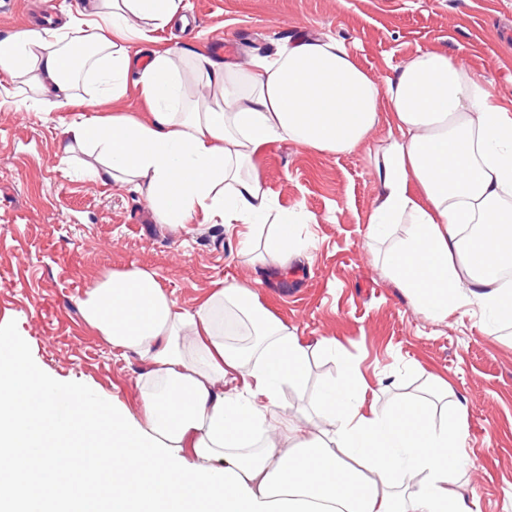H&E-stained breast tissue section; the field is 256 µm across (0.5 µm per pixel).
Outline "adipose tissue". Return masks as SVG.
Instances as JSON below:
<instances>
[{
	"mask_svg": "<svg viewBox=\"0 0 512 512\" xmlns=\"http://www.w3.org/2000/svg\"><path fill=\"white\" fill-rule=\"evenodd\" d=\"M183 0H94L87 16L0 42V98L14 81L34 106L71 112L65 154L92 157L91 177L147 200L159 223L241 224L240 252L282 269L298 257L296 215L277 210L263 155L290 141L321 154L368 143L382 120L394 134L372 162L381 183L370 243L417 312L435 321L460 310L494 328L512 325V116L500 92L445 51L417 50L386 86L331 34L299 36L247 63L201 58L185 75L154 32L184 20ZM148 44L136 81L146 111L108 113L127 93L129 43ZM99 95L73 91V59ZM405 225L390 243L392 229ZM84 320L146 363L138 382L143 424L30 365L0 330V512L21 501L95 496L76 512H473L455 485L468 464L466 407L445 423L404 402L363 413L365 381L345 361L311 397L316 420L277 409L301 382L310 351L258 302L250 283L219 282L181 308L155 273H104L81 301ZM198 458L188 466L184 455ZM223 460L220 470L206 468Z\"/></svg>",
	"mask_w": 512,
	"mask_h": 512,
	"instance_id": "ef3b65f1",
	"label": "adipose tissue"
}]
</instances>
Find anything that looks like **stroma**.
Instances as JSON below:
<instances>
[{
    "mask_svg": "<svg viewBox=\"0 0 512 512\" xmlns=\"http://www.w3.org/2000/svg\"><path fill=\"white\" fill-rule=\"evenodd\" d=\"M90 0H0V42L76 14ZM187 29L157 31L160 45L188 57L247 61L299 33L344 40L385 84L417 50L461 57L512 98V0H184ZM66 112H39L0 99V329L61 390L81 389L140 415L136 382L146 370L133 351L112 347L83 319L80 300L103 272L132 266L156 273L180 307L193 308L218 282L254 285L259 303L312 357L307 379L284 387L280 406L311 416V391L358 363L364 410H383L439 384L466 405L470 464L462 478L476 512H506L512 492V334L487 333L477 316L434 323L368 248L367 216L378 193L368 146L339 155L291 142L271 147L262 174L278 208L298 209L308 249L283 271L239 254L224 224L184 229L158 223L146 199L89 176L88 156L64 155Z\"/></svg>",
    "mask_w": 512,
    "mask_h": 512,
    "instance_id": "stroma-1",
    "label": "stroma"
}]
</instances>
